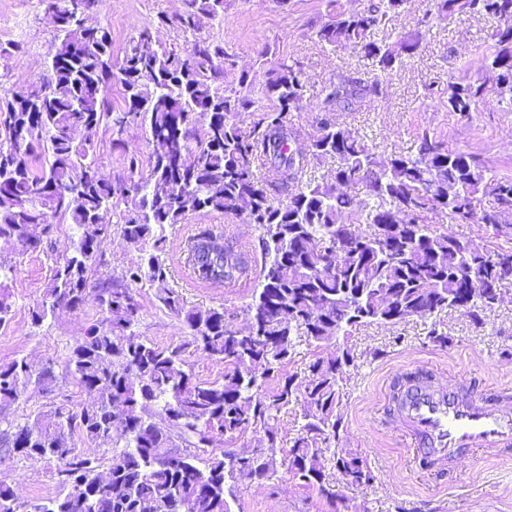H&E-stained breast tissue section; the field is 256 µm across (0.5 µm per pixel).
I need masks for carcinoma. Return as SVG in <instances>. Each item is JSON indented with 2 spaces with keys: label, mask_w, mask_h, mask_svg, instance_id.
<instances>
[{
  "label": "carcinoma",
  "mask_w": 512,
  "mask_h": 512,
  "mask_svg": "<svg viewBox=\"0 0 512 512\" xmlns=\"http://www.w3.org/2000/svg\"><path fill=\"white\" fill-rule=\"evenodd\" d=\"M82 2L84 15L55 13L60 26L46 81L31 86V111H15L13 98L0 95V325L13 315L11 254L41 248L59 227L55 218L70 224L71 250L53 260L30 311L32 324L90 302L100 319L76 339L59 373L52 361L39 370L24 357L0 364V453L55 467L60 491L29 504L39 512H231L227 498L239 485L272 482L282 473L334 512H349L342 488L366 486L374 475L358 452L330 446L355 362L347 339L361 326L448 311L483 325L491 301L512 285V249L461 241L427 220L439 213L450 224L511 231L512 178L427 132L409 151L382 155L329 118L318 123L308 149L293 148L284 127L303 95L302 67L292 60L272 68L258 106L224 84L234 61L223 44L197 37L203 20L224 13V0H185L181 14L157 17L194 36L191 48L154 41L147 25L117 63L111 31L93 20L99 0ZM406 3L369 0L362 10L336 13L317 35L388 74L423 39L419 30L375 38ZM431 4L429 24L467 14L496 20L485 76L449 79L448 111L468 113L489 95L512 104V0ZM71 25L98 32L95 54L72 42ZM114 80L123 91L118 107L109 94ZM381 90L377 78H341L329 85L323 111H351ZM254 105L256 120L242 126L237 114ZM127 117L147 130L151 150L144 162L124 158L126 168L133 175L144 164L147 175L108 181L100 173L102 136L121 132ZM327 160L336 162L329 181L307 177L313 163ZM346 185L363 189L365 198ZM215 212L245 215L261 231L259 284L244 307L256 326L253 337L235 335L224 308L189 306L169 285L166 227ZM108 217L136 256L120 277L94 284L96 257L111 233ZM356 224L368 225L370 234L356 232ZM212 240L224 245L202 248ZM186 251L206 283L237 280L250 269L247 255L213 230L191 238ZM144 283L187 330L180 341L160 345L134 332L135 286ZM302 341L319 352L303 372L285 371ZM197 352L223 363L224 376L197 380L190 365ZM63 381L95 391L97 401L77 411L61 401L23 419L7 414L30 388L48 394ZM295 406L302 424L282 448L273 422ZM248 431L258 451L246 463L228 448L212 447L217 434L231 440ZM117 432L123 444L109 458L73 453L76 434L97 442ZM327 461L337 477L327 473ZM96 469L108 477L88 480ZM0 512H24L17 491L3 483Z\"/></svg>",
  "instance_id": "cac0c4a2"
}]
</instances>
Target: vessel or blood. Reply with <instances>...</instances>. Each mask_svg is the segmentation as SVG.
Segmentation results:
<instances>
[{"instance_id":"vessel-or-blood-1","label":"vessel or blood","mask_w":512,"mask_h":512,"mask_svg":"<svg viewBox=\"0 0 512 512\" xmlns=\"http://www.w3.org/2000/svg\"><path fill=\"white\" fill-rule=\"evenodd\" d=\"M431 377L428 369H402L387 410L390 422L412 438L421 469L443 475L469 452L512 448V389L466 376L446 389Z\"/></svg>"}]
</instances>
